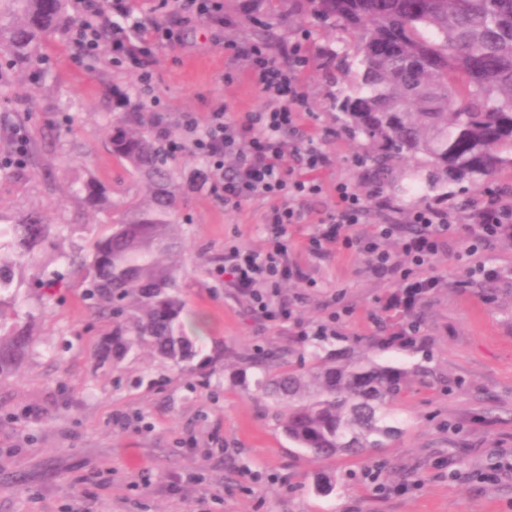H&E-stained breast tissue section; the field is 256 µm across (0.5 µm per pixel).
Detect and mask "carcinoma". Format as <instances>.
Here are the masks:
<instances>
[{
    "label": "carcinoma",
    "mask_w": 512,
    "mask_h": 512,
    "mask_svg": "<svg viewBox=\"0 0 512 512\" xmlns=\"http://www.w3.org/2000/svg\"><path fill=\"white\" fill-rule=\"evenodd\" d=\"M69 0H0V50L13 68L40 62L41 42L67 33ZM245 18L262 14V37L273 21L300 8L331 30L353 35L357 69L352 91L338 103L345 128L362 142L375 184L386 182L393 161L421 160L434 183H478L512 169V0H229ZM112 154L146 180L149 193L130 201L120 219L65 257L79 276L85 308L116 322L112 344L151 348L178 366L195 351L183 336L184 304L175 270L160 257L183 248L173 214L177 186L168 150L154 139L142 112H126L108 131ZM13 156L0 171L18 176ZM92 206L112 207L108 186L89 180L77 190ZM52 225L36 212L0 224V378L10 376L30 346L16 319L15 271L35 258ZM423 316L393 300L380 318L372 346L420 339ZM304 373L285 354L256 353L248 365L264 379L262 393L287 404L281 426L296 447L319 458L360 455L398 437L403 421L392 411L408 371L371 358L343 354L320 362V345L299 338Z\"/></svg>",
    "instance_id": "carcinoma-1"
}]
</instances>
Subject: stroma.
I'll list each match as a JSON object with an SVG mask.
<instances>
[{"label": "stroma", "mask_w": 512, "mask_h": 512, "mask_svg": "<svg viewBox=\"0 0 512 512\" xmlns=\"http://www.w3.org/2000/svg\"><path fill=\"white\" fill-rule=\"evenodd\" d=\"M160 2L126 0L143 23L162 19L181 28L180 42L156 49L153 66V94L170 136H182L185 112L201 117L220 102L238 113L262 108L244 63L226 48L255 41L257 23L240 19L218 32L200 18L182 21ZM275 31L280 41L267 47L275 61L284 62L297 40L307 48L304 126L331 156L321 179L330 186L355 180L376 199L355 233L425 206L455 209L469 224L466 204L480 198L484 184L436 187L430 168L410 162L394 164L377 188L366 167L354 166L362 150L335 107L354 84L352 35L300 12ZM40 54V64L25 72L0 68V156L17 135L35 149L23 180L0 177V214L36 211L64 231L19 275L32 343L15 374L0 380V512H512L505 469L512 463L511 247L498 241L479 253L499 272L490 298L473 286L463 244L451 241L433 264L438 287L419 302L425 341L374 350V315L400 287L376 281L364 257L341 244L320 258L303 251L313 221L334 205L327 193L306 201L305 223L290 230L288 257L303 275L278 291L292 319L273 324L215 274L225 241L264 247L267 202L225 211L209 186L191 188L205 162L186 151L170 160L184 248L169 262L179 273L196 355L182 369L146 347L112 349V322L85 309L78 289H60L47 301L31 282L109 221L108 212L83 206L74 187L101 181L116 206L145 198V182L108 144L113 117L139 104L136 76L105 56L76 63L66 39L48 38ZM340 307L347 310L336 325L341 346L413 375L393 406L404 422L400 437L363 455L320 460L288 441L280 408L262 395V375L244 359L287 349ZM340 345L325 342L322 361L334 362ZM369 470L377 482L366 479ZM321 471L336 480L327 496L314 491Z\"/></svg>", "instance_id": "obj_1"}]
</instances>
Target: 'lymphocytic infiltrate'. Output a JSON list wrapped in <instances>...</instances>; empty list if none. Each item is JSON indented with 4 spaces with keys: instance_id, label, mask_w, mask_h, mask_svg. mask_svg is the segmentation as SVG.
Segmentation results:
<instances>
[{
    "instance_id": "1",
    "label": "lymphocytic infiltrate",
    "mask_w": 512,
    "mask_h": 512,
    "mask_svg": "<svg viewBox=\"0 0 512 512\" xmlns=\"http://www.w3.org/2000/svg\"><path fill=\"white\" fill-rule=\"evenodd\" d=\"M78 5L81 17L71 26L70 39L79 54L97 56L102 43H109L113 63L128 65L145 87L152 78L154 46L181 39L169 24L156 22L147 27L133 19L123 0H79ZM232 55L244 61L265 100L264 107L241 117L224 105L216 106L201 120L185 113V138L180 143L169 141L168 148L174 154L187 145L205 159V179L225 208L237 210L254 199L268 201L262 217L268 232L265 247L225 242L224 265L216 274L223 277L225 287L251 301L256 315L285 322L291 311L275 296L281 284L297 272L288 260V232L304 217L302 203L328 190L320 174L330 166L331 158L316 137H308L291 153L283 140L285 133L299 130L308 110L303 90L308 57L303 45L289 47L284 66L253 43L234 45ZM330 190L336 205L317 220L305 250L320 256L329 244L342 242L346 249L365 256L374 278L400 282L408 297L435 287V280L425 271L450 241L466 237V253L474 259L470 273L485 277L489 271L476 259L480 246L512 236V199L497 189L470 202L472 223L468 227H460L455 210L428 206L409 214L408 221L414 226L410 233H403L400 224L388 223L374 225L365 235L354 234L352 228L364 223L369 195L350 180L336 182ZM393 238L399 245L395 253L386 247Z\"/></svg>"
}]
</instances>
